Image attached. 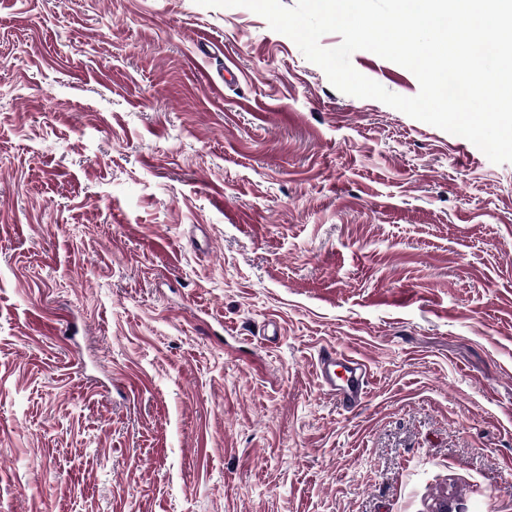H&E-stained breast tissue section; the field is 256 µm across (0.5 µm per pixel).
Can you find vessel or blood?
Wrapping results in <instances>:
<instances>
[{"label": "vessel or blood", "mask_w": 512, "mask_h": 512, "mask_svg": "<svg viewBox=\"0 0 512 512\" xmlns=\"http://www.w3.org/2000/svg\"><path fill=\"white\" fill-rule=\"evenodd\" d=\"M315 369L322 387L346 406L357 407L364 399L370 378L366 361L327 349L319 354Z\"/></svg>", "instance_id": "b4317fda"}]
</instances>
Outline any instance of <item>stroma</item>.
Masks as SVG:
<instances>
[{
    "mask_svg": "<svg viewBox=\"0 0 512 512\" xmlns=\"http://www.w3.org/2000/svg\"><path fill=\"white\" fill-rule=\"evenodd\" d=\"M441 500L512 512V163L245 8L0 0V512ZM338 368L343 371L341 376ZM315 369L322 387L349 408L357 407L364 399L370 378L366 361L327 349L318 355ZM336 379L342 384H337Z\"/></svg>",
    "mask_w": 512,
    "mask_h": 512,
    "instance_id": "obj_1",
    "label": "stroma"
}]
</instances>
